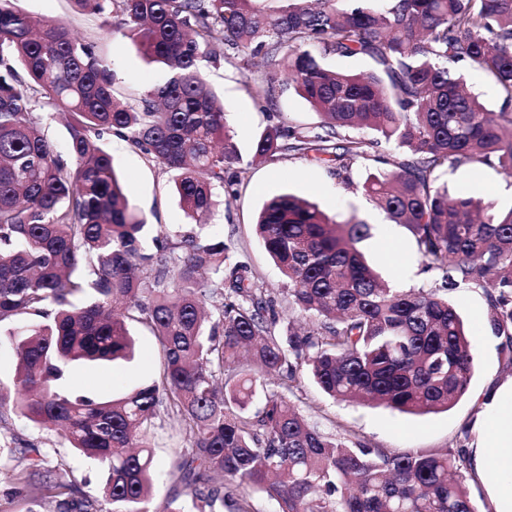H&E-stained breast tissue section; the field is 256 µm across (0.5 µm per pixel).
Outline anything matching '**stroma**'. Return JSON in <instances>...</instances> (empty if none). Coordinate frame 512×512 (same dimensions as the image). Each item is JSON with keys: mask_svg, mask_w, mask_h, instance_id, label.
Instances as JSON below:
<instances>
[{"mask_svg": "<svg viewBox=\"0 0 512 512\" xmlns=\"http://www.w3.org/2000/svg\"><path fill=\"white\" fill-rule=\"evenodd\" d=\"M18 5L39 17L64 21L75 36L94 44L96 52L111 63L118 76L116 90L123 97L136 98L161 80L160 67L146 64L129 37L106 30L98 16L79 12L73 0H19ZM266 73L263 63L246 67L234 60L212 67L208 74L210 85L224 98L228 124L246 158L251 155L253 140L268 125L281 122L313 127L319 121L309 103L287 83L277 85L273 101H266ZM102 143L113 158L127 196L149 223L162 225L174 235L191 230L192 225L173 191L172 175L167 169L147 161L118 137L104 136ZM388 152V147L382 145L372 149L371 159L351 161L344 179L339 178L333 168L296 155L250 162L237 198L217 191L213 216L203 232L223 238L233 252L246 255L253 274L279 299L280 326H287L296 315L280 300L284 283L255 235L254 222L263 204L283 193L314 201L326 214L338 219L354 216L362 220L370 231L360 247L382 278L390 285L407 290L427 286L421 257L411 234L403 225L390 223L356 188L369 171L376 169V157ZM439 180L447 184L450 192L480 199L498 210L512 208V178L505 177L496 168L461 164L443 169ZM450 299L462 316L474 345V373L469 389L452 408L410 415L383 406L335 401L304 375L297 390L300 410L324 432L360 439L372 447L393 452L474 448L479 439L476 424L482 411L478 395L511 382L512 365L501 351L500 338L489 329L488 301L483 290L461 288L451 293ZM131 330L136 338L134 360L100 367L93 376L80 375V385L108 398L113 391L128 390L157 377L161 355L154 336L139 323L132 324ZM22 442L46 449L52 462L70 468L87 495L101 498L102 472L96 463L78 458L63 446L56 434L6 410L0 412V512H28L30 508L27 496L13 492L17 471L11 452ZM150 442L156 451L153 495L159 503L179 486L177 451L186 441L178 423L166 417L156 423Z\"/></svg>", "mask_w": 512, "mask_h": 512, "instance_id": "35a3bbf8", "label": "stroma"}]
</instances>
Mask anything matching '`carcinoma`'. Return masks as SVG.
Wrapping results in <instances>:
<instances>
[{
  "label": "carcinoma",
  "mask_w": 512,
  "mask_h": 512,
  "mask_svg": "<svg viewBox=\"0 0 512 512\" xmlns=\"http://www.w3.org/2000/svg\"><path fill=\"white\" fill-rule=\"evenodd\" d=\"M0 0V323L18 358L0 408L58 433L106 470L109 512H151L156 420L175 418L187 445L178 464L196 512H249L239 488L278 512H477L461 472L465 448L391 453L332 436L292 402L308 370L333 399L407 414L446 409L468 390L473 345L448 293L480 288L492 333L512 364V209L436 184L443 168L493 165L512 176V0H73L130 34L164 66L139 99H120L117 75L68 26ZM235 56L266 62V98L286 77L321 117L277 123L253 157L295 152L331 164L386 143L387 168L359 188L415 239L428 288L382 281L358 244L369 227L336 220L294 195L267 201L256 222L286 280L288 304L313 319L278 327L276 301L222 239L172 237L137 211L101 140L128 141L174 175L187 217L206 221L215 189L241 182L243 155L207 79ZM371 58L367 73L323 57ZM483 70L501 105L486 108L460 66ZM63 114L67 154L35 116ZM369 131L373 139L344 137ZM145 325L163 357L159 378L103 399L78 371L134 358L130 324ZM277 386L250 409L257 384ZM18 483L36 506L103 512L42 448L16 450Z\"/></svg>",
  "instance_id": "carcinoma-1"
}]
</instances>
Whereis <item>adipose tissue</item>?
I'll list each match as a JSON object with an SVG mask.
<instances>
[{
  "label": "adipose tissue",
  "instance_id": "1",
  "mask_svg": "<svg viewBox=\"0 0 512 512\" xmlns=\"http://www.w3.org/2000/svg\"><path fill=\"white\" fill-rule=\"evenodd\" d=\"M480 440L473 452L477 472L492 471L498 481L493 496L512 505V384L497 387L483 400Z\"/></svg>",
  "mask_w": 512,
  "mask_h": 512
}]
</instances>
